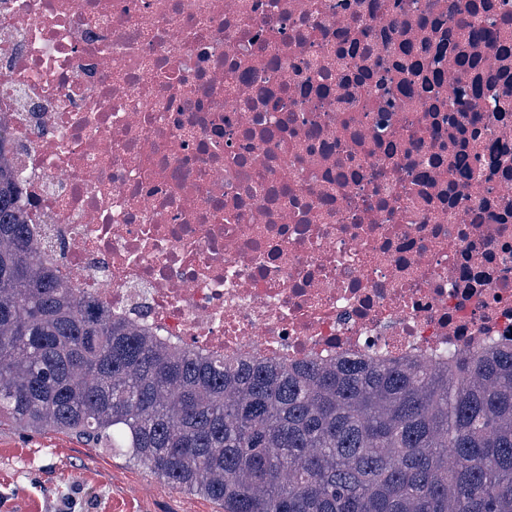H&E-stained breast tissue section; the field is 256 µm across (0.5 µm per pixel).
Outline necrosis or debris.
<instances>
[{
	"mask_svg": "<svg viewBox=\"0 0 512 512\" xmlns=\"http://www.w3.org/2000/svg\"><path fill=\"white\" fill-rule=\"evenodd\" d=\"M460 20L449 0H0V128L45 265L227 356L511 340L512 110L458 111L448 77L490 100L512 64ZM329 50L346 68L315 71ZM369 52L402 111H378Z\"/></svg>",
	"mask_w": 512,
	"mask_h": 512,
	"instance_id": "1",
	"label": "necrosis or debris"
}]
</instances>
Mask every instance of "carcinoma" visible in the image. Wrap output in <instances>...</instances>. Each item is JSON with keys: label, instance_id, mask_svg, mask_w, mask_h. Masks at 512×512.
Segmentation results:
<instances>
[{"label": "carcinoma", "instance_id": "1", "mask_svg": "<svg viewBox=\"0 0 512 512\" xmlns=\"http://www.w3.org/2000/svg\"><path fill=\"white\" fill-rule=\"evenodd\" d=\"M466 44L512 41L475 12ZM394 75L378 67L382 112ZM0 129V423L147 465L224 512H512V342L434 362L256 361L166 343L46 267Z\"/></svg>", "mask_w": 512, "mask_h": 512}]
</instances>
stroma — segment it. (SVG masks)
<instances>
[{"label": "stroma", "instance_id": "1", "mask_svg": "<svg viewBox=\"0 0 512 512\" xmlns=\"http://www.w3.org/2000/svg\"><path fill=\"white\" fill-rule=\"evenodd\" d=\"M222 512L140 463L75 436L0 424V512Z\"/></svg>", "mask_w": 512, "mask_h": 512}]
</instances>
